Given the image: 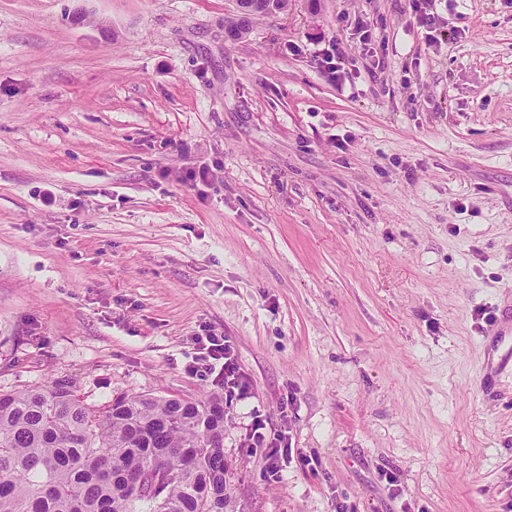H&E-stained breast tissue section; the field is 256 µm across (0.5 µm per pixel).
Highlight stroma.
I'll list each match as a JSON object with an SVG mask.
<instances>
[{
    "label": "stroma",
    "instance_id": "stroma-1",
    "mask_svg": "<svg viewBox=\"0 0 512 512\" xmlns=\"http://www.w3.org/2000/svg\"><path fill=\"white\" fill-rule=\"evenodd\" d=\"M233 9L0 0V390L203 399L212 334L228 512H512V0ZM201 344L202 355L196 358L191 365L192 372L214 373L220 365L218 375H224V389L234 392L235 389L242 395L245 392L246 383L242 381V375L235 359L231 356L229 348L217 336L206 335L197 338ZM266 434V424L261 420H257L251 429L250 440H252L253 445L256 446L266 445L265 448H268V452L266 454L267 468L269 472L274 475L279 472L277 463L280 448L275 447L274 441L276 438H273L270 442H266Z\"/></svg>",
    "mask_w": 512,
    "mask_h": 512
}]
</instances>
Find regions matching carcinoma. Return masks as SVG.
Listing matches in <instances>:
<instances>
[{"label":"carcinoma","instance_id":"1","mask_svg":"<svg viewBox=\"0 0 512 512\" xmlns=\"http://www.w3.org/2000/svg\"><path fill=\"white\" fill-rule=\"evenodd\" d=\"M224 396L0 392V512H224Z\"/></svg>","mask_w":512,"mask_h":512}]
</instances>
